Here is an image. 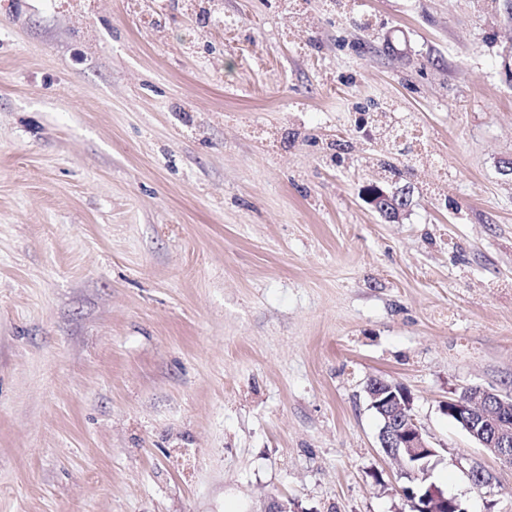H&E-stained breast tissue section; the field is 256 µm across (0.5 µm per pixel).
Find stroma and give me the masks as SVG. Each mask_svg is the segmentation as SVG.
Here are the masks:
<instances>
[{
	"mask_svg": "<svg viewBox=\"0 0 512 512\" xmlns=\"http://www.w3.org/2000/svg\"><path fill=\"white\" fill-rule=\"evenodd\" d=\"M510 47L505 0H0V512H412L376 377L512 512L440 410L512 396ZM369 203L372 208L383 216L389 222L399 221L405 211L408 200L402 193H387L382 189L374 190L370 197Z\"/></svg>",
	"mask_w": 512,
	"mask_h": 512,
	"instance_id": "obj_1",
	"label": "stroma"
}]
</instances>
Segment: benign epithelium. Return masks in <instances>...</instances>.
Instances as JSON below:
<instances>
[{
    "mask_svg": "<svg viewBox=\"0 0 512 512\" xmlns=\"http://www.w3.org/2000/svg\"><path fill=\"white\" fill-rule=\"evenodd\" d=\"M369 203L389 222L400 220L408 200L405 195L374 190ZM370 407L379 417L377 444L397 459L407 478L424 479L430 469L436 447L412 412V399L399 383L374 378L366 386ZM507 399L494 391L471 389L459 397H450L444 413L478 445L506 464L512 463V415L502 410ZM417 512H458V501L445 496L434 486L426 487L420 501L410 499Z\"/></svg>",
    "mask_w": 512,
    "mask_h": 512,
    "instance_id": "7a95c632",
    "label": "benign epithelium"
}]
</instances>
